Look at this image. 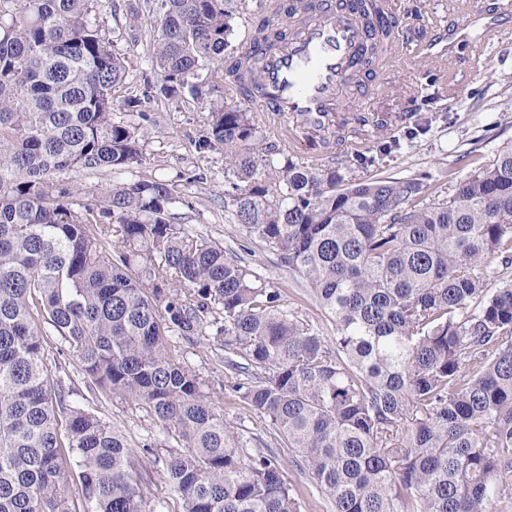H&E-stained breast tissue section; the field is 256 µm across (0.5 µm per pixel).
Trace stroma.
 <instances>
[{
  "instance_id": "1",
  "label": "stroma",
  "mask_w": 512,
  "mask_h": 512,
  "mask_svg": "<svg viewBox=\"0 0 512 512\" xmlns=\"http://www.w3.org/2000/svg\"><path fill=\"white\" fill-rule=\"evenodd\" d=\"M492 0H392L396 13L419 30L421 37L447 26L469 10H484ZM103 33L122 51L128 61V81L138 90L155 81L149 54L154 23L143 11L142 0H113L99 13ZM482 63L455 82L447 58L429 55L419 46L389 63L372 81L360 80L355 93L341 97L338 112L358 108L366 112L415 110L425 133L417 135L411 147L392 150L385 173L405 176L429 175L431 182L443 181L457 156L478 149L485 160L512 145V29L480 46ZM143 110L156 131L146 146V165L126 170L125 181L156 176L187 184L189 205L175 204L173 211L189 229L222 242L243 258L270 287L279 289L286 307L302 308L321 335H335V325L314 302L305 298L301 278L277 266L273 255L245 237L239 225L230 223L224 211V156L198 152L196 140L205 134L206 112L201 101L167 100L149 94ZM212 335L179 343V355L195 370L204 390L217 393L225 423L249 452L272 444L273 430L268 420L255 414L225 374L224 361L212 346ZM47 363L62 384L65 401L96 413L119 429L134 446L152 440L157 449L166 440L152 417L121 394L97 397L85 387L80 362L69 353L58 336L46 339ZM141 469L150 479L142 486L148 507L162 512H182L181 501L169 485L162 460L156 453L143 452Z\"/></svg>"
}]
</instances>
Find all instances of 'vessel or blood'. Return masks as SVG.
I'll use <instances>...</instances> for the list:
<instances>
[{"mask_svg":"<svg viewBox=\"0 0 512 512\" xmlns=\"http://www.w3.org/2000/svg\"><path fill=\"white\" fill-rule=\"evenodd\" d=\"M510 24L512 13L500 7L449 23L448 63L453 73L471 69L479 40L496 36ZM365 40V28L350 8L322 0L300 36L263 46L261 89L250 100L252 108L296 121L304 132L329 128L341 90L354 81Z\"/></svg>","mask_w":512,"mask_h":512,"instance_id":"obj_1","label":"vessel or blood"}]
</instances>
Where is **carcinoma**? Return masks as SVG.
I'll return each instance as SVG.
<instances>
[{"label":"carcinoma","instance_id":"carcinoma-1","mask_svg":"<svg viewBox=\"0 0 512 512\" xmlns=\"http://www.w3.org/2000/svg\"><path fill=\"white\" fill-rule=\"evenodd\" d=\"M102 0H0V512H72L63 457L85 512H146L138 451L50 381L45 327L67 343L95 395L145 407L171 445L164 466L182 512H302L275 456L249 453L199 376L173 350L213 331L233 389L269 420L331 512H501L512 490V147L475 150L432 187L423 175L365 177L359 135L401 115L352 112L322 138L336 160H299L274 120L239 101L262 58L228 53L232 0H145L156 8L157 94L217 92L198 148L224 154V210L336 324L316 332L233 251L172 212L180 185L114 181L85 199L71 172L147 160L142 99L125 56L99 32ZM387 60L381 0H354ZM271 20L255 45L294 36ZM120 106L140 121L113 117ZM63 466L70 500L73 503V510H76V512H84L85 507L81 494L79 470L71 465L67 457L66 459L63 458Z\"/></svg>","mask_w":512,"mask_h":512}]
</instances>
